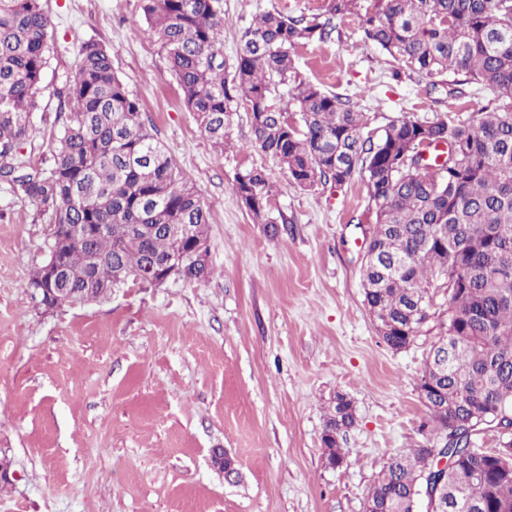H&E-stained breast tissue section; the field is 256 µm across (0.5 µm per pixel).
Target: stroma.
<instances>
[{
	"label": "stroma",
	"mask_w": 512,
	"mask_h": 512,
	"mask_svg": "<svg viewBox=\"0 0 512 512\" xmlns=\"http://www.w3.org/2000/svg\"><path fill=\"white\" fill-rule=\"evenodd\" d=\"M58 52L45 73L44 109L18 154L41 164L62 123L56 95L93 38L142 104L154 137L210 212L209 279L127 285L110 298L42 311L27 282L47 257L49 226L0 183V456L13 477L0 512H364L390 458L422 442L417 383L446 320L433 290L430 318L394 351L364 302L362 180L304 191L252 145L248 112H233L217 154L185 107L140 0H44ZM328 0H224V59L267 10L325 11ZM302 79L350 96L382 132L401 116L430 120L490 105L492 92L452 99L362 39L348 15L332 39L300 47ZM264 169L272 224L257 223L235 191ZM356 424L326 465L321 441L336 394ZM223 448L241 476L226 480L209 451Z\"/></svg>",
	"instance_id": "1"
}]
</instances>
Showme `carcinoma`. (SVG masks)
<instances>
[{
    "label": "carcinoma",
    "instance_id": "cac0c4a2",
    "mask_svg": "<svg viewBox=\"0 0 512 512\" xmlns=\"http://www.w3.org/2000/svg\"><path fill=\"white\" fill-rule=\"evenodd\" d=\"M147 33L163 51L188 111L213 146L224 149L232 112L244 103L254 146L276 159L304 190L366 182L371 250L362 268L365 303L383 342L399 351L429 318L431 289H448V318L424 362L419 386L433 389L429 438L391 458L366 498L370 512H418L430 483L463 486L447 512H512V431L484 448L488 428L512 426V0H330L326 11L254 19L235 63L224 61L223 0H142ZM363 13L364 40L448 95L489 89L492 105L466 116H404L375 138L358 103L297 79V49L326 42L334 20ZM42 0H0V181L35 204L54 227L48 253L71 274L67 287L97 300L193 242L208 241L210 213L173 155L142 119V104L101 43L80 45L76 69L58 92L69 109L46 167L15 161L41 110L43 76L54 51ZM284 92H279V87ZM445 141L450 163L418 164ZM236 193L260 224H271L272 189L263 170L239 175ZM87 232L77 237L72 227ZM172 224H187L178 238ZM209 261L185 265L201 281ZM27 287L53 310L45 265ZM356 422L338 394L325 421V460L344 463L338 438ZM448 452L455 471L436 469Z\"/></svg>",
    "mask_w": 512,
    "mask_h": 512
}]
</instances>
